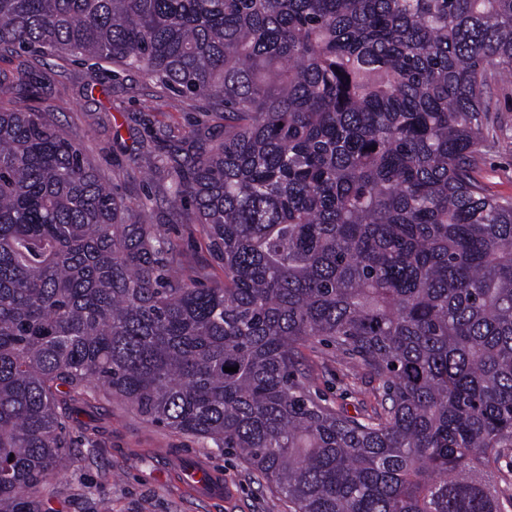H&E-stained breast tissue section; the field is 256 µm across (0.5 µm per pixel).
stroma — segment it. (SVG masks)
I'll return each mask as SVG.
<instances>
[{
	"mask_svg": "<svg viewBox=\"0 0 512 512\" xmlns=\"http://www.w3.org/2000/svg\"><path fill=\"white\" fill-rule=\"evenodd\" d=\"M29 62L28 55L2 52L0 73H17ZM34 65L42 81L35 107L80 139L88 163L119 199L129 204L151 199L154 224L179 253L180 276L223 282L224 265L209 250L203 226L175 215L160 192L162 172L149 176L138 165L163 130L181 138L206 125L212 143L222 142L223 113L200 111L139 73L113 76L108 63L94 67L53 55ZM492 104L500 120L497 144L479 156L478 172L492 193L512 195V87L495 89ZM301 354L315 388L349 414L373 405L372 377L352 379L329 353L305 348ZM76 417L94 421L96 430L79 442L71 469L54 479L50 512H288L287 502L260 487L240 459L158 426L120 400L80 408ZM199 465L219 471L221 491L197 492L183 483L182 472Z\"/></svg>",
	"mask_w": 512,
	"mask_h": 512,
	"instance_id": "stroma-1",
	"label": "stroma"
}]
</instances>
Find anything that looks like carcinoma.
<instances>
[{"mask_svg": "<svg viewBox=\"0 0 512 512\" xmlns=\"http://www.w3.org/2000/svg\"><path fill=\"white\" fill-rule=\"evenodd\" d=\"M0 50L224 113V142L144 159L208 228L206 286L80 139L0 102V512H47L75 409L112 397L288 512H512L489 472L512 450V197L476 175L512 0H0ZM302 347L376 378L377 407L317 394Z\"/></svg>", "mask_w": 512, "mask_h": 512, "instance_id": "cac0c4a2", "label": "carcinoma"}]
</instances>
